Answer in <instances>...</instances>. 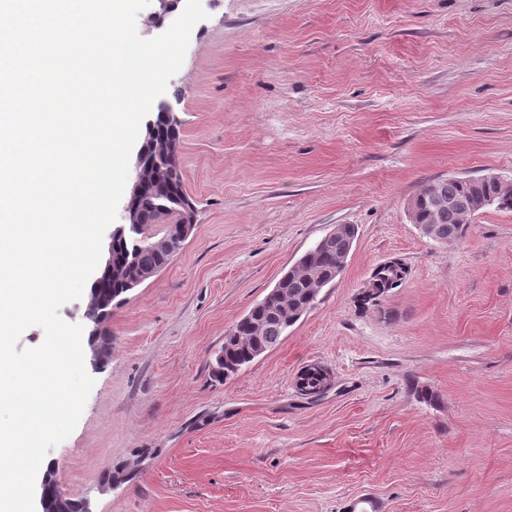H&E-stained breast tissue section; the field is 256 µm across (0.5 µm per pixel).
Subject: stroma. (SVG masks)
I'll list each match as a JSON object with an SVG mask.
<instances>
[{"label": "stroma", "instance_id": "35a3bbf8", "mask_svg": "<svg viewBox=\"0 0 512 512\" xmlns=\"http://www.w3.org/2000/svg\"><path fill=\"white\" fill-rule=\"evenodd\" d=\"M201 4L162 96L196 227L113 304L44 467L91 512H512V211L447 245L409 215L432 180L512 174V0ZM338 224L341 274L213 381L225 334ZM393 259L405 283L363 304ZM310 363L333 374L315 399ZM322 384V379L320 377L317 368L314 366L306 365L303 367L296 379V388L300 395L309 396L319 393V387ZM318 395L311 396L309 398H316Z\"/></svg>", "mask_w": 512, "mask_h": 512}]
</instances>
